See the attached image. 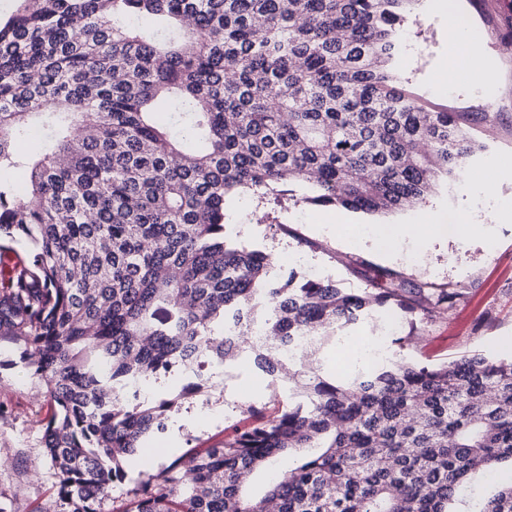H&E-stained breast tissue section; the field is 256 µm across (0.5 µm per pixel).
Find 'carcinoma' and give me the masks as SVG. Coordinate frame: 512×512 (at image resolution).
Here are the masks:
<instances>
[{"instance_id": "obj_1", "label": "carcinoma", "mask_w": 512, "mask_h": 512, "mask_svg": "<svg viewBox=\"0 0 512 512\" xmlns=\"http://www.w3.org/2000/svg\"><path fill=\"white\" fill-rule=\"evenodd\" d=\"M419 0H16L0 20V345L50 404L53 512H101L172 398L132 386L238 360L224 320H259L254 363L294 369L295 404L139 479L113 512H450L468 479L512 463V358L423 365L392 353L353 379L309 359L365 309L410 322L458 293L273 273L227 233L226 198L288 195L378 213L423 203L477 148L463 112L430 109L387 65ZM174 107L179 129L154 115ZM46 131L36 148L30 130ZM65 163H58V159ZM296 336L291 360L270 354ZM265 472L256 500L246 486ZM474 512H512V480Z\"/></svg>"}]
</instances>
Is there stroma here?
<instances>
[{
    "label": "stroma",
    "mask_w": 512,
    "mask_h": 512,
    "mask_svg": "<svg viewBox=\"0 0 512 512\" xmlns=\"http://www.w3.org/2000/svg\"><path fill=\"white\" fill-rule=\"evenodd\" d=\"M458 17L484 22L490 38L483 50L492 66L489 88L450 85L438 67L448 56V37L434 13L432 0H419L400 32L401 51L389 71L397 83L436 110L467 112L480 148L450 178L440 180L425 203L388 213L366 214L285 201L276 206L249 192L228 196L226 209L232 237L260 247L273 257H289L280 276L307 270L329 273L341 288H368L396 273L420 284L455 288L459 297L448 312L410 324L401 320L397 336L379 338L390 346L400 338L408 358L436 365L463 355L512 357V223L490 218L495 204L512 205V183L475 194L468 218L477 224L465 238L437 239L427 248L393 241L361 242L362 232L398 224L457 220V198L471 181L491 178L486 159L512 167V0H447ZM251 368L216 374L202 395L170 413L165 432L145 440L125 482L114 484L102 512L122 505L130 481L158 469L189 448L224 441L244 425L248 407L274 411L288 405L280 378L256 383ZM48 405L43 389L13 348H0V512H42L55 500L56 477L44 450Z\"/></svg>",
    "instance_id": "obj_1"
}]
</instances>
